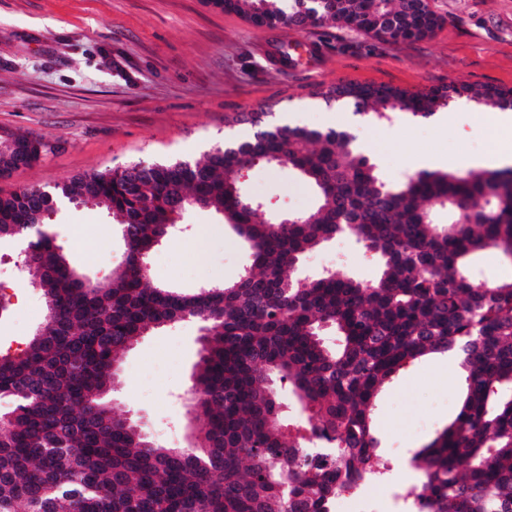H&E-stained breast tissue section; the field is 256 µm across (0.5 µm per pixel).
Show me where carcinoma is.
<instances>
[{"instance_id":"1","label":"carcinoma","mask_w":512,"mask_h":512,"mask_svg":"<svg viewBox=\"0 0 512 512\" xmlns=\"http://www.w3.org/2000/svg\"><path fill=\"white\" fill-rule=\"evenodd\" d=\"M256 27L336 24L385 41H420L445 18L430 0H206ZM375 123L428 118L464 98L512 109V88L450 83L420 92L338 83ZM190 162H132L0 191V241H23L22 272L45 299L44 323L16 355L0 354V512H334L336 495L371 479V431L386 380L431 353H460L465 395L454 420L416 452V512H512V276L475 277L472 260L512 253V168L408 170L393 181L345 133L256 126ZM46 145L0 133V181L38 163ZM283 160L315 194L283 223L264 215L241 173ZM99 207L126 248L104 280L78 272L48 230L57 201ZM207 209L248 245L232 281L184 294L152 281L149 260L190 209ZM445 209L452 227L438 225ZM355 235L378 261L363 281L325 269L301 278L306 253ZM194 320L209 329L193 373L202 421L190 454L155 445L112 408L116 365L134 342ZM332 329L340 344L329 347ZM291 386L312 434L303 454L277 393Z\"/></svg>"}]
</instances>
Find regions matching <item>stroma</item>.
<instances>
[{
    "label": "stroma",
    "instance_id": "stroma-1",
    "mask_svg": "<svg viewBox=\"0 0 512 512\" xmlns=\"http://www.w3.org/2000/svg\"><path fill=\"white\" fill-rule=\"evenodd\" d=\"M445 17L434 36L383 42L340 26L299 31L259 28L201 0H0V132H23L49 150L17 172L8 189L51 190L86 172L136 161H197L225 138L243 134L233 116L260 107L301 114L302 127L348 130L388 180L414 158L442 157L447 169L488 151L485 112L459 100L429 118L395 113L373 124L353 107L325 102L340 81L410 92L450 82L512 87V0H431ZM312 43L310 69L276 66L280 39ZM247 191L266 214L303 213L314 196L288 167L256 165ZM56 242L89 279L108 277L125 260L111 218L91 205L52 218ZM249 263L246 245L207 210H190L183 230L150 259L154 280L180 290L235 278ZM337 268L362 280L377 267L354 236L309 253L305 275ZM0 351L24 346L45 318L38 289L17 268V250L0 244ZM200 326L182 322L142 337L121 360L110 399L156 444L184 448L191 414L187 393L199 360ZM465 372L448 354L399 370L379 394L374 435L382 458L409 474L413 454L457 415Z\"/></svg>",
    "mask_w": 512,
    "mask_h": 512
}]
</instances>
